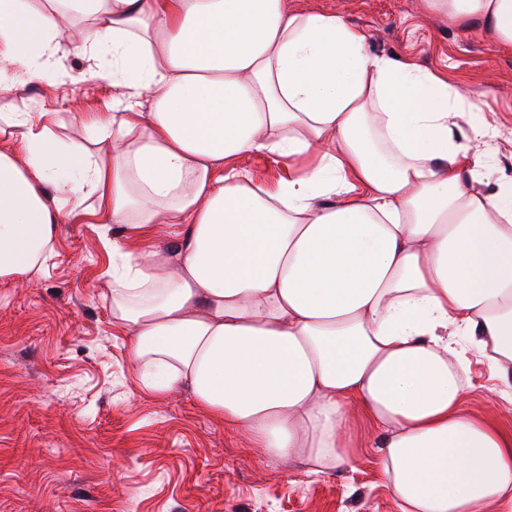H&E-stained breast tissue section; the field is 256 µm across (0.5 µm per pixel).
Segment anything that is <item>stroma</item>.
I'll return each mask as SVG.
<instances>
[{
  "label": "stroma",
  "mask_w": 512,
  "mask_h": 512,
  "mask_svg": "<svg viewBox=\"0 0 512 512\" xmlns=\"http://www.w3.org/2000/svg\"><path fill=\"white\" fill-rule=\"evenodd\" d=\"M301 13L338 11L376 54L417 63L467 89L498 129L489 151L512 175V47L427 12L423 0H286ZM89 21L73 15L58 38L55 83H18L1 112H50L65 143L87 142L127 90L110 64L73 53ZM235 166L274 187L291 162L264 153ZM95 197L67 211L40 270L0 283V512H400L383 478L380 432L353 408L359 452L318 477L269 457L217 425L188 389L157 399L141 386L125 331L105 294L113 225ZM462 405L512 438V403L486 360L469 353Z\"/></svg>",
  "instance_id": "stroma-1"
}]
</instances>
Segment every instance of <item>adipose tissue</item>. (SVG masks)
<instances>
[{
    "label": "adipose tissue",
    "instance_id": "obj_1",
    "mask_svg": "<svg viewBox=\"0 0 512 512\" xmlns=\"http://www.w3.org/2000/svg\"><path fill=\"white\" fill-rule=\"evenodd\" d=\"M426 4L512 47V0ZM74 14L93 20L74 52L111 58L126 103L88 147L51 113L0 117V280L52 251L59 198L94 192L119 228L112 320L148 393L189 386L316 476L355 454V400L401 512H512V445L461 409V333L512 394V176L493 177L496 129L469 96L285 0H0V77L54 80ZM252 151L304 171L257 188L234 165ZM173 227L177 250H157Z\"/></svg>",
    "mask_w": 512,
    "mask_h": 512
}]
</instances>
